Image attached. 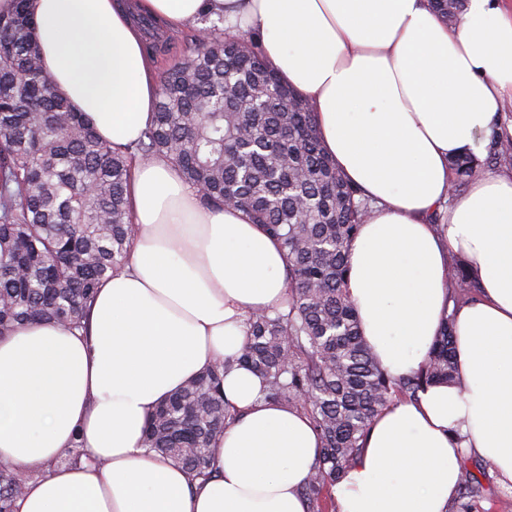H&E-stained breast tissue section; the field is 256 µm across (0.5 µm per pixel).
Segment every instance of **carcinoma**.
Here are the masks:
<instances>
[{"label":"carcinoma","mask_w":512,"mask_h":512,"mask_svg":"<svg viewBox=\"0 0 512 512\" xmlns=\"http://www.w3.org/2000/svg\"><path fill=\"white\" fill-rule=\"evenodd\" d=\"M466 0H430L452 23ZM183 58L159 72L153 122L138 141L114 149L60 96L44 71L30 0L0 14V336L20 324L83 327L98 284L120 270L132 225L126 186L134 159L175 164L204 206L245 211L287 258L288 312L249 316L250 335L234 359L263 382L269 402L302 409L319 432V460L303 487L316 512H332V488L357 459L373 418L396 400L460 377L454 314L410 375L390 376L359 329L346 293L348 252L371 211L324 150L315 110L259 51L256 34L224 33L204 13ZM144 54L162 52L160 22L139 18ZM487 163L512 161V138L494 131ZM452 159L450 192L481 168ZM454 303L473 289L464 263L448 257ZM218 362L166 399L149 419L144 447L197 477L207 476L212 442L232 413ZM37 468H0V509H11ZM463 468L460 491L479 492Z\"/></svg>","instance_id":"carcinoma-1"}]
</instances>
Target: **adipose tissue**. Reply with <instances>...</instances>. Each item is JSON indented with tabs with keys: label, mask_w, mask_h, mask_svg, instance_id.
I'll return each instance as SVG.
<instances>
[{
	"label": "adipose tissue",
	"mask_w": 512,
	"mask_h": 512,
	"mask_svg": "<svg viewBox=\"0 0 512 512\" xmlns=\"http://www.w3.org/2000/svg\"><path fill=\"white\" fill-rule=\"evenodd\" d=\"M56 90L113 148L154 114L158 74L136 17L177 28L202 14L260 36L263 56L316 109L322 144L371 212L349 250L360 331L393 377L416 371L446 315L460 380L372 422L336 483L338 512H448L472 451L512 482V172L476 173L449 201L451 158L477 149L512 96V0H468L455 25L428 0H31ZM135 235L79 331L26 324L0 337V465L45 468L14 512H308L321 439L301 410L224 373L237 411L212 475L142 446L154 409L242 349L249 314L282 308L286 257L240 210L208 208L170 161H134ZM441 224H433V214ZM475 300L449 299L448 256ZM80 437L85 461L63 458Z\"/></svg>",
	"instance_id": "adipose-tissue-1"
}]
</instances>
